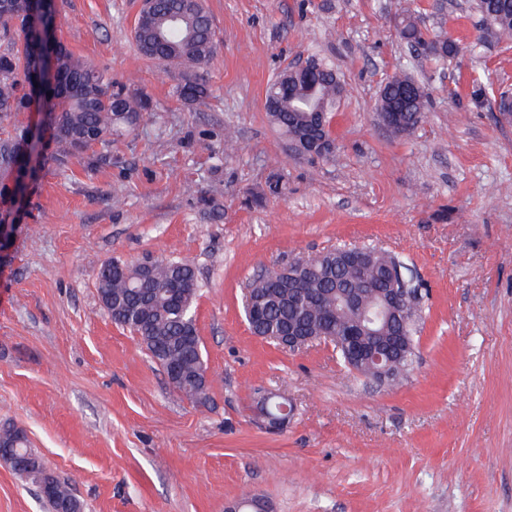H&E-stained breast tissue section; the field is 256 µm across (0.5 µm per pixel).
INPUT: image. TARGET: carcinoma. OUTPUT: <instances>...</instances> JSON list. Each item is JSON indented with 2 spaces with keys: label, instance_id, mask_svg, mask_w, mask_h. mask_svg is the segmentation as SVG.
<instances>
[{
  "label": "carcinoma",
  "instance_id": "obj_1",
  "mask_svg": "<svg viewBox=\"0 0 512 512\" xmlns=\"http://www.w3.org/2000/svg\"><path fill=\"white\" fill-rule=\"evenodd\" d=\"M11 8L0 13V120L26 110L24 83L31 79V50L28 42L18 43L13 36L26 30L24 0H10ZM484 29L499 39L512 38V0H477ZM396 33L406 44L420 45L440 60L452 54L454 43L448 36L429 37L419 18L408 8L396 19ZM134 41L139 52L151 59L194 69L206 66L214 57L218 38L203 0H153L137 15ZM310 64L318 70L312 92L302 93L305 81L294 66L284 68L277 82L265 91V110L270 122L288 139H303L318 128L320 115L330 116L343 93L333 67L315 57ZM395 88L386 93V102L396 101L400 85L411 84L415 95L407 107L405 131L413 130L427 109L423 88L409 76L392 79ZM48 112L53 139L58 146L54 160L65 165L79 160L93 146L108 147L112 137L134 130L150 108L147 95L112 79L106 69L97 68L66 52L62 63L61 85L48 87ZM204 84L188 79L178 88L179 97L195 101L206 95ZM25 130L0 138V199L11 196L14 167L20 160L19 145ZM369 256L362 269L339 263L330 250L307 263V269L292 286H280L269 274L258 275L247 285L250 300L260 316L249 325L256 336H279L288 324L298 323L309 336H351L356 332L355 314L344 310L336 287L360 288L363 282L370 302L373 327L391 335L401 327L410 334L411 346L403 354L394 353L384 363L398 382L416 357L418 314L406 322L386 326L371 301L389 287L391 269L404 267L398 257L374 247L364 246ZM99 299L112 321L140 338L161 368L174 366L177 377L170 386L193 403L206 401L208 368L203 359L202 342L194 316L199 283L194 267L186 261L146 260L128 263L114 258L96 273ZM0 462L15 468L34 484L49 512H82L81 501L71 488L51 473L30 448L26 432L14 425L0 427Z\"/></svg>",
  "mask_w": 512,
  "mask_h": 512
}]
</instances>
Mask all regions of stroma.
Listing matches in <instances>:
<instances>
[{
	"label": "stroma",
	"instance_id": "1",
	"mask_svg": "<svg viewBox=\"0 0 512 512\" xmlns=\"http://www.w3.org/2000/svg\"><path fill=\"white\" fill-rule=\"evenodd\" d=\"M406 3L454 56L397 37ZM140 4L58 0L69 50L152 108L108 149L41 162L0 207L18 226L0 262V425L25 430L84 512H224L245 492L271 512H512V115L497 109L512 40L481 37L473 0H204L220 44L190 71L139 53ZM311 55L344 83L330 161L291 153L264 108L275 75ZM396 75L429 100L407 134L375 111ZM189 77L205 99L179 98ZM363 245L400 256L421 290L417 357L395 387L323 344L280 350L243 314L255 274ZM146 257L195 268L206 403L101 304L99 267ZM269 391L294 405L275 431L257 416ZM0 512H47L2 464Z\"/></svg>",
	"mask_w": 512,
	"mask_h": 512
}]
</instances>
